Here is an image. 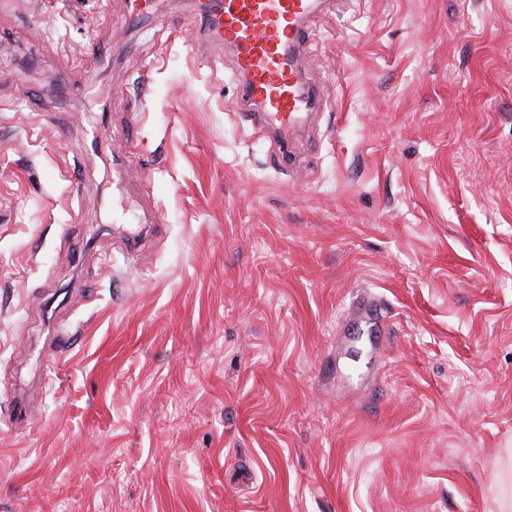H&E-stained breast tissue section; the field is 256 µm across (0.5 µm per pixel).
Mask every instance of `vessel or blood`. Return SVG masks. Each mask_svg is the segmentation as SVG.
Returning a JSON list of instances; mask_svg holds the SVG:
<instances>
[{
  "label": "vessel or blood",
  "mask_w": 512,
  "mask_h": 512,
  "mask_svg": "<svg viewBox=\"0 0 512 512\" xmlns=\"http://www.w3.org/2000/svg\"><path fill=\"white\" fill-rule=\"evenodd\" d=\"M336 0H204L205 33L231 47L241 76V98L258 107L262 127L287 137L315 104L295 65L318 10Z\"/></svg>",
  "instance_id": "obj_1"
}]
</instances>
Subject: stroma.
Wrapping results in <instances>:
<instances>
[{"instance_id": "stroma-1", "label": "stroma", "mask_w": 512, "mask_h": 512, "mask_svg": "<svg viewBox=\"0 0 512 512\" xmlns=\"http://www.w3.org/2000/svg\"><path fill=\"white\" fill-rule=\"evenodd\" d=\"M200 3L0 0V512H512V0L319 19L292 163Z\"/></svg>"}]
</instances>
